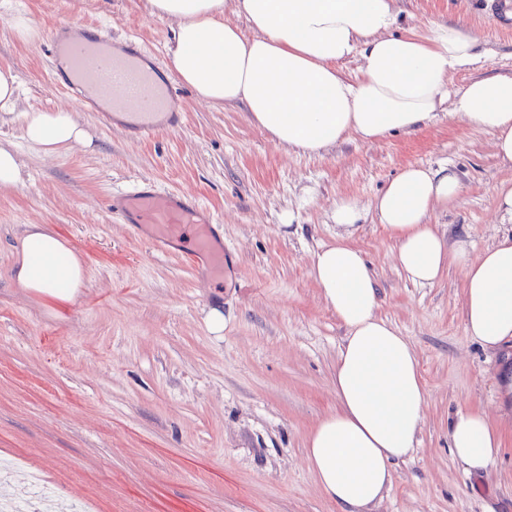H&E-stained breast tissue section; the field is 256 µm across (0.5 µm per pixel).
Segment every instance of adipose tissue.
I'll return each mask as SVG.
<instances>
[{
    "instance_id": "1",
    "label": "adipose tissue",
    "mask_w": 512,
    "mask_h": 512,
    "mask_svg": "<svg viewBox=\"0 0 512 512\" xmlns=\"http://www.w3.org/2000/svg\"><path fill=\"white\" fill-rule=\"evenodd\" d=\"M150 14L175 22L172 72L209 103H241L272 142L298 153L327 151L349 134L375 141L416 132L439 115L490 132L499 160L512 166V77L490 75L452 90L450 76L479 63L478 38L462 25L393 34L395 0H148ZM253 30L243 38L227 14ZM360 57L356 80L339 70ZM22 137L54 155L88 145L89 133L67 110L27 112ZM463 190L456 169L410 165L370 203L340 199L334 242L319 249L312 276L346 330L336 360L338 409L320 420L307 455L323 494L340 512H370L392 482V465L413 450L427 390L408 339L378 313V291L350 238L374 213L395 241L407 279L434 284L449 264L463 265L467 334L496 349L512 339V237L470 259L469 244H448L430 223ZM13 279L59 303L85 283L84 264L45 225H27ZM452 456L471 472L486 470L501 435L479 411H460L448 430Z\"/></svg>"
}]
</instances>
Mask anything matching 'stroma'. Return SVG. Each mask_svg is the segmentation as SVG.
<instances>
[{"label": "stroma", "instance_id": "35a3bbf8", "mask_svg": "<svg viewBox=\"0 0 512 512\" xmlns=\"http://www.w3.org/2000/svg\"><path fill=\"white\" fill-rule=\"evenodd\" d=\"M145 0H10L0 7V64L18 77L0 139L15 141L19 185L0 191V500L28 499L41 476L63 512H339L306 456L309 433L338 408L334 376L345 330L311 267L336 237L338 199L372 201L408 165H454L456 205L431 223L479 256L512 223L497 192L512 169L491 133L440 118L416 133L377 141L351 134L328 152L275 145L243 104L199 101L171 74L174 25ZM394 33L464 21L485 58L451 77L453 89L512 76V28L484 0H397ZM26 12L41 32L26 43L9 25ZM116 44L136 40L181 102L177 129L135 138L128 123L103 125L53 76V32L71 19ZM67 108L93 136L54 157L20 138L23 113ZM140 180L195 197L228 248L224 281L203 284L185 244L156 251L147 229L112 213V193ZM45 224L77 249L86 285L66 312L16 287L14 248L26 225ZM371 264L379 313L406 336L427 387L409 458L374 512H512V402L499 379L512 342L489 350L466 333L465 272L436 283L407 280L374 216L351 237ZM224 316L212 332L211 310ZM459 410L485 413L502 435L497 461L475 475L453 458L448 426Z\"/></svg>", "mask_w": 512, "mask_h": 512}]
</instances>
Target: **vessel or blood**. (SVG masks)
<instances>
[{
	"mask_svg": "<svg viewBox=\"0 0 512 512\" xmlns=\"http://www.w3.org/2000/svg\"><path fill=\"white\" fill-rule=\"evenodd\" d=\"M106 41L103 35L72 39L64 34L57 38L56 49L66 54L71 70L84 84L87 106L107 99L116 112L136 104L140 108L136 132L149 137L162 128L164 116L178 111L177 99L170 87L159 84L151 71L139 65V47H131L120 57L106 50ZM110 206L128 216L131 223L149 225L155 247H166L191 233V263L207 279L223 277L224 244L213 235L212 216L194 198L162 193L142 181L129 192L112 197Z\"/></svg>",
	"mask_w": 512,
	"mask_h": 512,
	"instance_id": "1",
	"label": "vessel or blood"
}]
</instances>
